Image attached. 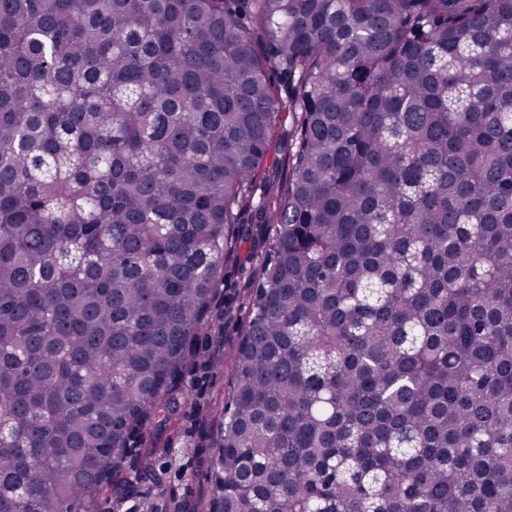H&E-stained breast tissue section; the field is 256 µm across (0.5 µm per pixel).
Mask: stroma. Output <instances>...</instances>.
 Returning <instances> with one entry per match:
<instances>
[{"mask_svg": "<svg viewBox=\"0 0 512 512\" xmlns=\"http://www.w3.org/2000/svg\"><path fill=\"white\" fill-rule=\"evenodd\" d=\"M250 248V242H242L239 253L224 258V288L212 305L207 333L198 338L194 360L187 368L186 399L169 428L149 435L156 449L152 471L140 483L138 495L119 505L105 501L101 512H209L210 437L234 384L238 318L261 263L256 257L240 264L239 254Z\"/></svg>", "mask_w": 512, "mask_h": 512, "instance_id": "obj_1", "label": "stroma"}]
</instances>
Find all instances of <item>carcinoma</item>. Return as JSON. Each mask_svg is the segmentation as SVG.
<instances>
[{
	"label": "carcinoma",
	"instance_id": "carcinoma-1",
	"mask_svg": "<svg viewBox=\"0 0 512 512\" xmlns=\"http://www.w3.org/2000/svg\"><path fill=\"white\" fill-rule=\"evenodd\" d=\"M240 238L210 512H512V0H0V512L133 494Z\"/></svg>",
	"mask_w": 512,
	"mask_h": 512
}]
</instances>
